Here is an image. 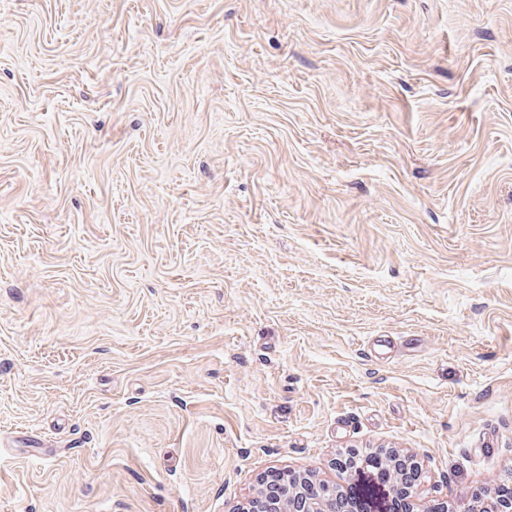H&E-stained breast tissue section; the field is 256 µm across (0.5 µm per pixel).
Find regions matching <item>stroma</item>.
Instances as JSON below:
<instances>
[{
    "label": "stroma",
    "instance_id": "stroma-1",
    "mask_svg": "<svg viewBox=\"0 0 512 512\" xmlns=\"http://www.w3.org/2000/svg\"><path fill=\"white\" fill-rule=\"evenodd\" d=\"M379 449L512 483V0H0V512Z\"/></svg>",
    "mask_w": 512,
    "mask_h": 512
}]
</instances>
